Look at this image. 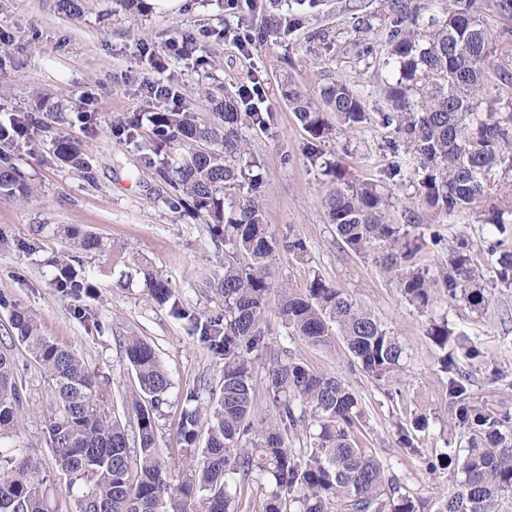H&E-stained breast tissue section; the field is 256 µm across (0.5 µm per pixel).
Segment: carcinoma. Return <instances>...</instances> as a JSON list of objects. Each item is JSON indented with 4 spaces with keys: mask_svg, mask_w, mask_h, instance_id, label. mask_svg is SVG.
Listing matches in <instances>:
<instances>
[{
    "mask_svg": "<svg viewBox=\"0 0 512 512\" xmlns=\"http://www.w3.org/2000/svg\"><path fill=\"white\" fill-rule=\"evenodd\" d=\"M512 17V0H386V66L393 79L383 92L392 111L378 113L384 126L396 125L404 152L415 166L418 204L448 214L480 203L492 234H512V209L489 201L500 170L512 172V97L486 92L494 37L485 23L488 10ZM301 25L295 15L274 10L261 14L260 36L287 35ZM283 97L314 142L330 138L336 118L353 126L369 119L364 100L343 81L321 90V102L292 77ZM212 117L202 122L190 107L151 113L157 150L179 143L159 176L206 217L213 235L224 241V257L206 272L205 284L224 297V317L199 321L173 300L168 280L131 255L127 278L138 275L149 295L200 332L224 359L219 394L208 408L197 389L186 391L179 425L185 469L175 475L157 446V419L172 387L155 350L137 336L123 343L139 391L133 418L112 411L98 374L77 353L44 336L25 308L0 297L9 310L11 337L23 344L48 379L51 401L45 429L65 496L75 512H239L237 488L263 481L268 486L263 512H420L408 496L395 495L383 464L359 446L365 410L359 397L338 376L310 369L287 347L266 336L273 314L286 336L312 346L341 340L349 365L390 383L403 369L405 348L348 291L320 275L306 287L278 279L274 261L281 255L301 260L305 241L280 235L266 224L252 196L260 175L246 178L240 129L265 131L273 112L261 111L244 93H207ZM393 144L394 152H399ZM54 159L74 169H89L78 145L56 140ZM336 191L325 199L330 223L350 252L372 257L385 271L409 261L424 242L408 236L385 216L386 201L371 182L357 183L340 164H325ZM238 203L224 204V193L243 188ZM32 194L18 168L0 157V195ZM72 251L57 263L62 288L86 292L94 285L76 280L73 254H103L102 238L76 225L65 227ZM473 246L462 237L448 250L436 285L452 300L480 311L488 301L484 275L475 265ZM497 281L512 287V253L498 261ZM399 287L420 309L430 303L427 271L399 273ZM426 335L440 349L448 374L446 397L455 426L466 436L463 455L447 456L454 481L435 512H512V415L496 413L471 399L469 378L460 358L480 356L478 346L458 336L448 321L432 320ZM265 359L264 385L257 389L254 362ZM18 366L0 352V512H50L51 481L31 456L4 440L14 436L22 404ZM305 439L300 448L294 440Z\"/></svg>",
    "mask_w": 512,
    "mask_h": 512,
    "instance_id": "cac0c4a2",
    "label": "carcinoma"
}]
</instances>
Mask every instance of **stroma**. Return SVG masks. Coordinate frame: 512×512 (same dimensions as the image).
<instances>
[{
    "label": "stroma",
    "mask_w": 512,
    "mask_h": 512,
    "mask_svg": "<svg viewBox=\"0 0 512 512\" xmlns=\"http://www.w3.org/2000/svg\"><path fill=\"white\" fill-rule=\"evenodd\" d=\"M81 3L80 15L69 16L58 11L56 0H0V120L30 111L36 90L64 115L50 128L34 127L25 137L0 142V152L10 155L35 190L27 200L0 196V294L32 311L45 336L76 351L99 373L113 411L123 419L129 416L126 399L137 382L122 341L136 335L148 342L173 382L157 423V443L172 465L180 466L183 394L194 387L201 400H208L224 361L170 306L151 300L139 283L125 282L121 272L125 250H133L169 280L182 307L204 320L224 313L223 299L203 286L206 269L224 245L157 176L173 150L145 149L153 139L148 116L156 103L143 94L150 62L139 47L161 52L175 36L196 37L199 51L169 63L170 72L180 78L184 104L202 112L204 91L235 92L256 80L264 89L258 107L276 112L268 130L245 127L241 134L260 164L259 201L267 223L277 232L301 237L308 248L303 260H276L280 277L301 288L322 276L353 294L399 336L406 349L400 393L388 397L384 383L349 367L343 343L323 348L295 339L289 348L311 369L340 376L359 396L366 409L361 446L383 463L399 494L434 512L453 481L452 470L439 460L465 441L451 423L443 393L448 376L426 326L444 318L455 333L475 340L481 355L464 365L474 401L512 412V288L496 279L501 253L512 251V236L502 235L499 249L488 250L490 228L481 208L439 216L415 201L412 167L386 178L395 161L391 145L401 136L377 119L389 109L381 92L388 74L384 0H358L354 10L348 0H281L282 8L301 17V28L246 51L227 35L247 14L245 0L233 6L226 0H181L171 12L157 10L153 0L131 11L122 0ZM488 22L495 34L488 85L506 97L512 87L500 82L498 72L512 67V19L493 14ZM287 75L315 95L331 82L346 81L363 97L370 121L352 128L337 125L335 136L318 142L321 160L312 163L305 155L309 136L280 95ZM133 116L140 123L130 138L118 125ZM61 135L78 144L90 173L54 163V143ZM327 161L341 164L355 181L379 185L388 221L424 236L426 244L412 263L430 276H437L458 238L472 241L474 261L487 280V308L473 310L435 288L429 307L417 309L403 296L395 274L343 249L324 207L336 187L324 173ZM67 224L80 225L112 247L109 253L84 257L76 267L93 283V293H67L55 280L54 262L69 249L60 231ZM9 330V312L0 308V350L11 353L19 367L24 402L15 442L51 475L55 467L45 435L48 381ZM418 411L426 412L430 425L414 434L412 447H403L398 427Z\"/></svg>",
    "instance_id": "1"
}]
</instances>
